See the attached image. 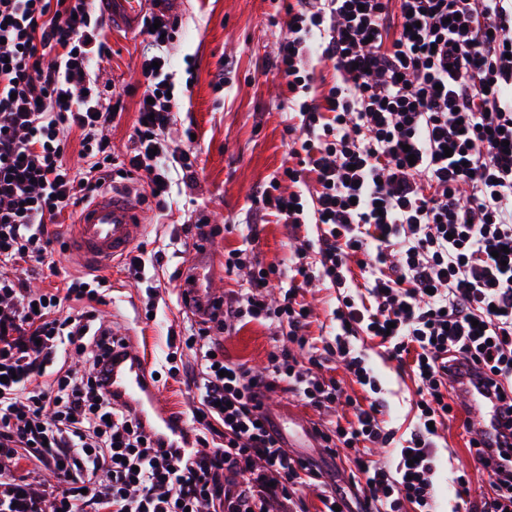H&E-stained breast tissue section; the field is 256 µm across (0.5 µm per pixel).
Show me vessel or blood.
<instances>
[{"mask_svg": "<svg viewBox=\"0 0 512 512\" xmlns=\"http://www.w3.org/2000/svg\"><path fill=\"white\" fill-rule=\"evenodd\" d=\"M150 0H103L108 23L128 31L137 30ZM143 228V216L132 196L112 191L104 193L79 216L76 243L79 254L105 263L123 256ZM214 263L209 253L198 254L191 262L186 286L189 296L201 305L211 304L210 283ZM112 391L129 405L146 427L166 443H177L181 427L161 411L150 371L141 356L134 355L112 368Z\"/></svg>", "mask_w": 512, "mask_h": 512, "instance_id": "b4317fda", "label": "vessel or blood"}]
</instances>
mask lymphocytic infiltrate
I'll list each match as a JSON object with an SVG mask.
<instances>
[{
	"label": "lymphocytic infiltrate",
	"instance_id": "f902f5d3",
	"mask_svg": "<svg viewBox=\"0 0 512 512\" xmlns=\"http://www.w3.org/2000/svg\"><path fill=\"white\" fill-rule=\"evenodd\" d=\"M288 22L275 66L302 139L261 202L265 215L313 225L315 235L297 250L275 304L266 291L276 265L243 249L225 254V273L246 271L244 284L182 339L198 368L195 452L186 459L112 393V365L128 357L129 343L95 323L107 278L91 269L34 293L19 274L34 265L62 277L57 224L112 184L103 130L115 106L90 73L108 53L101 22L88 0H0V512H309L297 492L311 486L316 512L346 507L315 461L284 447L264 408L276 391L316 411L351 408L313 432L331 456L353 453L362 507L433 512L437 438L473 384L508 420L501 432L480 423L468 440L490 491L472 500L469 477L458 475L459 504L464 512H512V6L297 0ZM316 48L336 68L318 98L307 67ZM167 64L161 54L141 63L145 98L127 160L151 196L170 190ZM73 135L80 168L66 158ZM284 179L293 191H281ZM316 281L338 291L330 331L319 338L309 336L299 299ZM362 287L367 297H359ZM246 319L286 332L261 374L226 358L217 340ZM363 335L386 359L411 367L416 422L402 441L355 346ZM298 348L306 361L295 357ZM75 353L88 372L73 369ZM333 361L367 404L323 377ZM216 427L224 443L205 449V433ZM379 444L396 446L395 468L367 457ZM24 457L50 471L57 487L17 478Z\"/></svg>",
	"mask_w": 512,
	"mask_h": 512
}]
</instances>
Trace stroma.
<instances>
[{"label": "stroma", "mask_w": 512, "mask_h": 512, "mask_svg": "<svg viewBox=\"0 0 512 512\" xmlns=\"http://www.w3.org/2000/svg\"><path fill=\"white\" fill-rule=\"evenodd\" d=\"M289 0H177V25L166 45L174 78V120L168 130L171 155L186 148L195 152V177L186 179L182 170L172 173L173 187L165 209L154 200L143 202L144 232L137 245L145 254L161 251L164 266L159 271L158 297L148 292L149 279L138 280L118 263L103 264L100 274L112 286L108 304L98 306L99 316L112 324L115 333L130 334L134 350L159 376L157 389L184 429H191L195 405L193 389L185 377L194 364L189 350H182L177 364L181 374L171 377L167 356L191 320L184 303L182 269L189 264L198 244L185 233L184 221L192 210L204 211L215 230L207 244L216 262L234 248H248L263 264L287 270L293 252L306 236V229L268 217L250 236L258 192L288 162V92L273 63L276 47L287 32ZM102 38L110 52L94 63L93 71L119 94L123 111L105 134L117 158H124L137 117L143 89L139 64L151 45L143 31L128 32L104 25ZM223 89H216V80ZM194 142H187V134ZM156 301L153 317H146L149 301ZM281 332L250 322L223 335L224 354L232 361L262 371L268 353ZM369 364L378 377L389 407L385 418L389 428L403 434L414 417L412 402L415 384L408 371L386 361L368 338H360ZM272 419L286 446L297 456L311 459L332 476L355 503L350 476L352 462L331 459L311 434L313 422L327 421L335 409L313 411L291 395L274 392L270 401ZM439 464L435 474L436 512H452L456 487L452 477L457 469H467L471 493L489 489V477L478 468L465 446L462 422H454L438 441Z\"/></svg>", "instance_id": "35a3bbf8"}]
</instances>
